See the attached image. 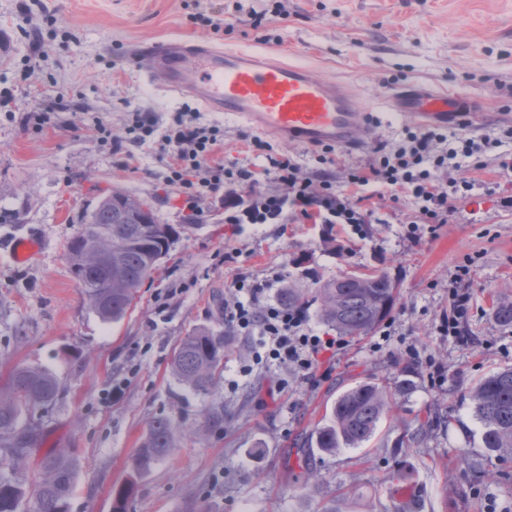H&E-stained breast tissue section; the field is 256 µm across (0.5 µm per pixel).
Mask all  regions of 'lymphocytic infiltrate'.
<instances>
[{
    "label": "lymphocytic infiltrate",
    "mask_w": 512,
    "mask_h": 512,
    "mask_svg": "<svg viewBox=\"0 0 512 512\" xmlns=\"http://www.w3.org/2000/svg\"><path fill=\"white\" fill-rule=\"evenodd\" d=\"M128 133L134 146L153 148L165 159L166 183L177 188L192 213H200L201 203L220 193L228 224H364L371 214L351 201L346 186L337 185L338 160L332 147L323 148L319 168L305 176L293 157L259 139L253 145L264 150V165L225 164L216 156L224 143L223 128L195 124L184 112L171 113L163 121L150 112L134 113ZM511 140L512 130L479 139L439 129L410 130L402 141L377 145L374 161L351 170L347 186L375 184L400 192L414 204L411 223L444 224L453 201L473 185L456 178L442 180V173L466 163L482 167L483 156ZM233 288L239 298L225 304L224 323L241 335L260 336L266 357L310 374L321 353L344 349L342 339L313 332L304 308L265 302L266 283L239 276ZM449 298L443 326L460 343H470L465 332L473 298L468 268H459Z\"/></svg>",
    "instance_id": "1"
}]
</instances>
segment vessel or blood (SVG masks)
Masks as SVG:
<instances>
[{"mask_svg": "<svg viewBox=\"0 0 512 512\" xmlns=\"http://www.w3.org/2000/svg\"><path fill=\"white\" fill-rule=\"evenodd\" d=\"M152 70L176 94L272 134L310 147L352 148L373 137V109L355 91L307 67L270 55L215 48L210 43L173 40L142 48ZM395 114L428 127L466 128L476 120L473 103L459 95L401 86L388 100Z\"/></svg>", "mask_w": 512, "mask_h": 512, "instance_id": "obj_1", "label": "vessel or blood"}]
</instances>
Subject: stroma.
Returning <instances> with one entry per match:
<instances>
[{"label":"stroma","mask_w":512,"mask_h":512,"mask_svg":"<svg viewBox=\"0 0 512 512\" xmlns=\"http://www.w3.org/2000/svg\"><path fill=\"white\" fill-rule=\"evenodd\" d=\"M188 0H0V390L12 369L48 371L59 395L40 409L46 446L77 463L68 512H112L113 492L136 485L128 512H512V457L482 446L469 393L512 367V327L493 315L512 302V171L499 161L463 166L472 182L447 223L412 231V208L389 189L369 200L367 224H228L222 200L185 211L166 170L131 146L134 112L191 110L224 128V160H256L255 130L203 111L166 90L139 43L204 39L217 47L278 52L359 92L371 103L377 139L340 149L337 181L366 167L375 142L403 139L409 117L383 104L414 83L478 103L472 137L512 129V0H199L224 9V33L188 18ZM263 17L253 26V14ZM50 110L37 126L31 112ZM115 191L146 200L158 222L193 224L140 289L127 316L102 322L72 273L66 245L85 212ZM42 247L26 264L10 252L21 237ZM468 266L475 301L464 345L439 331L448 290ZM383 273L397 297L385 326L321 355L308 377L275 362L254 364L259 339L224 325L237 275L267 280L270 300L298 289L310 324L325 281ZM224 335L216 386L203 395L170 372L180 340ZM445 379L432 384L431 365ZM409 377L374 436L325 452L312 434L339 394L365 382ZM168 418L170 455L140 476L132 460L150 422ZM313 480H306V473Z\"/></svg>","instance_id":"1"}]
</instances>
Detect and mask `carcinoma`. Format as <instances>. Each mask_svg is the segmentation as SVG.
I'll use <instances>...</instances> for the list:
<instances>
[{
	"mask_svg": "<svg viewBox=\"0 0 512 512\" xmlns=\"http://www.w3.org/2000/svg\"><path fill=\"white\" fill-rule=\"evenodd\" d=\"M129 217L119 218L120 210ZM176 231L158 224L144 200L114 191L84 216L79 234L67 246L70 264L86 302L104 323L127 315L134 297L155 269L153 260L169 253ZM112 248V262L95 255ZM322 319L345 336L358 337L378 326L389 314L396 288L387 276H344L319 289ZM224 357V336L202 330L185 337L174 354L171 369L184 385L208 393ZM54 377L25 365L14 368L9 390L0 392V512H22L27 496L36 512H67L76 474L75 460L63 448H50L41 457L33 489L15 470L40 440L36 410L55 400ZM476 418L482 425L484 448L498 457H512V367L484 377L470 392ZM390 408L389 393L376 383L350 388L336 399L330 419L317 429L316 445L326 452L359 448L375 434ZM174 447V429L166 417L155 418L138 448L132 470L140 475Z\"/></svg>",
	"mask_w": 512,
	"mask_h": 512,
	"instance_id": "cac0c4a2",
	"label": "carcinoma"
}]
</instances>
